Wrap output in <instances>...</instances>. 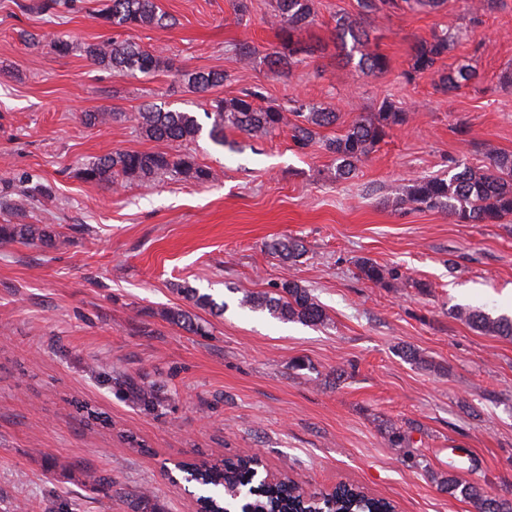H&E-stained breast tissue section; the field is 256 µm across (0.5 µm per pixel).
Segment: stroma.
Wrapping results in <instances>:
<instances>
[{"instance_id":"35a3bbf8","label":"stroma","mask_w":512,"mask_h":512,"mask_svg":"<svg viewBox=\"0 0 512 512\" xmlns=\"http://www.w3.org/2000/svg\"><path fill=\"white\" fill-rule=\"evenodd\" d=\"M37 2L0 0V199L17 204L0 209V224L57 231L50 248L0 241V512H129L144 488L163 512H195L196 485L171 483L163 464L245 448L307 491L349 482L398 512H475L439 491L449 472L512 498V339L460 317L512 316V224H459L392 202L409 178L483 163L486 146L512 154V0L476 25L458 7L371 17L370 39L390 60L371 77L336 44V18L356 15V0H316L298 33L312 52L289 77L263 58L279 43L275 0H251L243 22L230 0H157L176 20L165 30L109 27L83 10L55 16ZM445 28L462 39L436 71L406 82L411 44ZM113 37L159 50L173 69L115 75L83 55ZM58 38L74 50L53 51ZM242 43L259 51L246 64L233 52ZM465 60L477 83L437 91L439 74ZM211 69L231 76L213 94L182 80ZM245 86L268 103L332 104L338 120L305 150L284 129L232 133L229 151L209 138V99ZM386 97L409 122L336 180L323 140ZM152 103L192 113L202 133L179 146L142 138L129 116ZM112 111L126 120H80ZM118 149L186 155L216 178L118 189L84 180ZM285 236L305 246L296 263L267 249ZM363 258L392 279L359 278ZM288 279L311 290L325 325L240 308L243 295ZM189 288L227 304L219 316L196 310L202 335L162 315L194 310ZM130 380L155 390L153 408L128 399ZM395 430L409 453L392 447ZM89 471L109 491L93 490Z\"/></svg>"}]
</instances>
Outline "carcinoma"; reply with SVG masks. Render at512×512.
I'll return each mask as SVG.
<instances>
[{"mask_svg":"<svg viewBox=\"0 0 512 512\" xmlns=\"http://www.w3.org/2000/svg\"><path fill=\"white\" fill-rule=\"evenodd\" d=\"M496 0H462V7L478 20L480 13L494 7ZM95 6L87 8L100 22L112 27H149L164 30L171 19L158 10L155 0H93ZM419 8L436 12L445 8L449 0H357L358 17L341 15L336 19V41L348 60L359 55L357 67L366 77L382 74L389 68L386 55L367 52L368 34L363 24L371 16L387 11L394 12ZM78 8L77 0H44L39 9L45 12L67 11ZM315 16V0H275L272 23L275 25L279 45L265 54L268 66L277 73L291 72L304 62L309 49L296 38V33ZM456 34L443 31L430 41H418L411 46L409 69L404 73L410 82L419 74L435 70L437 62L448 52ZM82 52L92 64L116 74L140 72L155 73L173 67L172 61L156 51L143 49L127 40L114 39L86 43ZM187 84L198 93H208L221 86L227 75L222 71H194L183 74ZM477 73L467 63L440 76L438 90L443 93L458 92L468 87ZM261 92L245 88L232 98L211 99L212 120L210 137L219 146L229 144L226 130H234L251 138L268 137L283 127L289 128L294 143L306 148L315 142L319 129L336 124L337 112L330 106L306 103L292 98L288 104L260 105ZM121 112H84L81 121L96 126L117 121ZM140 133L147 139L165 144L182 145L194 140L201 131L197 118L187 112L165 111L148 105L133 115ZM409 113L390 99L381 101L378 112L362 116L347 130L334 138L323 141L326 152L332 157L338 180L351 178L357 165L398 126L405 125ZM488 163L481 166L458 165V171L446 176L416 177L403 184L396 197L399 205H412L421 211L445 213L460 224H509L512 222V155L502 153L489 145L485 149ZM179 174L188 180L205 184L214 173L196 165L188 157H175L159 151L116 150L86 167L84 179L90 183L117 184V177L150 184L165 174ZM56 230L49 224H0V240L38 245L49 248L54 244ZM271 253L290 261H298L303 245L292 238H281L269 244ZM359 275L372 282H382L387 271L365 259L358 264ZM188 298L201 309L224 312L225 304L217 303L208 294L188 291ZM240 305L254 311H266L283 321H296L305 325L320 326L328 315L311 290L295 280H288L273 292H256L243 296ZM461 317L472 327L512 338V318H491L481 311H465ZM166 318L191 332L202 326L190 312L180 308L170 309ZM129 399L148 406L153 402V391L133 382L127 383ZM255 465L248 455L236 454L221 460H203L184 463L181 472L184 480L194 482L202 490L196 501L200 512H224V490L256 486L244 512H295L299 487L285 480L274 486L257 483ZM440 490L448 496L472 502L478 512H512V500L490 497L475 482L462 481L448 474L439 481ZM308 507L315 512H395V506L385 498L366 495L353 485H340L331 493H308ZM130 512H162L157 500L149 492H140L130 499Z\"/></svg>","mask_w":512,"mask_h":512,"instance_id":"1","label":"carcinoma"}]
</instances>
